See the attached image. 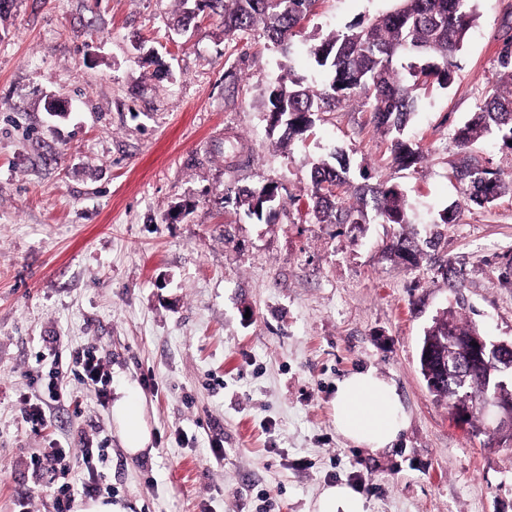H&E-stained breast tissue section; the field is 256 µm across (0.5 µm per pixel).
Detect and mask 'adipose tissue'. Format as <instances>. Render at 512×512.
Here are the masks:
<instances>
[{
    "instance_id": "1",
    "label": "adipose tissue",
    "mask_w": 512,
    "mask_h": 512,
    "mask_svg": "<svg viewBox=\"0 0 512 512\" xmlns=\"http://www.w3.org/2000/svg\"><path fill=\"white\" fill-rule=\"evenodd\" d=\"M111 416L126 453L145 452L151 433L142 400L123 392L113 402ZM333 418L337 433L373 451L391 448L407 427L394 383L372 369L352 373L337 384Z\"/></svg>"
}]
</instances>
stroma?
I'll use <instances>...</instances> for the list:
<instances>
[{
  "instance_id": "stroma-1",
  "label": "stroma",
  "mask_w": 512,
  "mask_h": 512,
  "mask_svg": "<svg viewBox=\"0 0 512 512\" xmlns=\"http://www.w3.org/2000/svg\"><path fill=\"white\" fill-rule=\"evenodd\" d=\"M396 6L317 0L299 39ZM477 9L454 83L412 92L416 169L393 162L358 102L281 143L262 93L289 69L316 86L327 74L306 51L225 36L210 10L184 28L178 0H12L0 12V512H54L58 475L31 461L63 448L81 473L88 444L105 451L96 481L116 512H315L334 484L366 512H512V443L457 424L419 367L425 328L460 296L462 319L512 342V195L465 207L450 176L453 133L512 40V0ZM337 153L349 162L340 196L356 202L363 168L398 186L410 232H441L437 260L390 257L395 228L378 219L318 222L311 170ZM268 183L272 222L224 200ZM456 205V223H441ZM82 349L107 362L110 398L65 375L33 430L40 378ZM369 367L409 417L381 452L333 424L337 382ZM124 390L145 401L152 434L134 459L110 412Z\"/></svg>"
}]
</instances>
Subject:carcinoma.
<instances>
[{"instance_id": "1", "label": "carcinoma", "mask_w": 512, "mask_h": 512, "mask_svg": "<svg viewBox=\"0 0 512 512\" xmlns=\"http://www.w3.org/2000/svg\"><path fill=\"white\" fill-rule=\"evenodd\" d=\"M179 23L195 18L194 7L203 5L224 18V34L235 35L259 29L283 55L297 47L294 38L301 22L312 12L317 0H179ZM474 0H398L397 7L382 16L360 21L343 31H333L309 46L316 65L329 73L330 80L316 89L305 79L288 71L263 92V105L270 115V130L281 131L280 141H290L310 127L315 117L360 97L368 102L375 126L391 136L395 162L409 168L420 160L422 150L402 138L415 111L412 87L434 79L448 88L454 81L456 55L462 49L477 20ZM497 134L502 145L512 151V43L504 45L497 57L496 83L481 100L470 119L454 131V140L463 150L488 134ZM463 185L464 203L479 206L512 194V179L503 181L498 172L479 162L462 161L454 167ZM346 168L323 160L311 172L315 211L323 224H361L367 209L386 224L400 228L411 223L401 191L385 182L368 187L369 197H360L357 207L336 199L331 187L346 183ZM235 202L247 205L257 220L271 213L279 203L278 186L265 184L256 189L238 190ZM439 236L423 241L396 232L386 250L410 266H415L430 250H436ZM478 331L473 323L457 321L450 309L434 319L425 331L419 353L423 377H432L435 396L453 402L469 380V367L453 351V338ZM485 383L471 400L470 422L480 432L505 439L491 426L483 410L486 399L512 402V387L497 385L503 371L500 362H489Z\"/></svg>"}]
</instances>
